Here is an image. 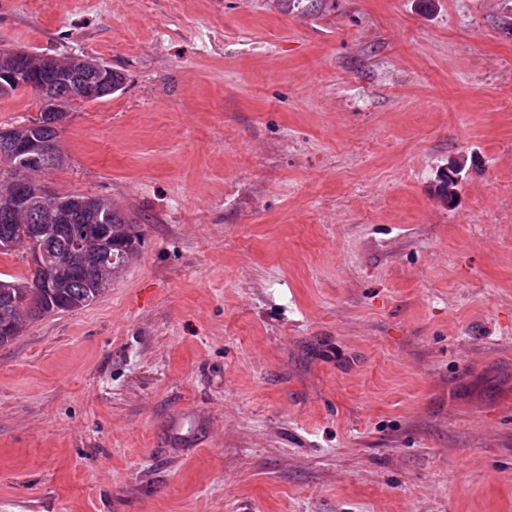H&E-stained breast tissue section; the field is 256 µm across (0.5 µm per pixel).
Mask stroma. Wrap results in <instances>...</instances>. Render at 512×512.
<instances>
[{
  "mask_svg": "<svg viewBox=\"0 0 512 512\" xmlns=\"http://www.w3.org/2000/svg\"><path fill=\"white\" fill-rule=\"evenodd\" d=\"M1 44L124 74L42 179L146 243L0 347V512H512V0H0Z\"/></svg>",
  "mask_w": 512,
  "mask_h": 512,
  "instance_id": "stroma-1",
  "label": "stroma"
}]
</instances>
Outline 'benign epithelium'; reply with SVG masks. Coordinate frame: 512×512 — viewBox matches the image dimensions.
<instances>
[{
	"mask_svg": "<svg viewBox=\"0 0 512 512\" xmlns=\"http://www.w3.org/2000/svg\"><path fill=\"white\" fill-rule=\"evenodd\" d=\"M89 76L80 88L76 99L88 103L112 81V67L99 60L73 56L71 66L58 68L55 78L64 85H71L75 72ZM44 111L49 118L48 126L59 129L69 117L66 109L58 106L56 99L45 100ZM0 148L10 153L18 163L44 169L49 163L63 160L64 154L57 143L35 129L16 131L0 130ZM0 221L6 224H52L53 231L62 232L67 224H98L94 232L71 235L74 259L92 260L112 252V209L104 208L103 202L93 199L64 200L58 193L41 183H13L10 196L0 204ZM27 256L33 268L44 270L50 264V256L44 243L37 241L27 248ZM48 286L46 279L30 284L33 288L25 296V309H40L41 289Z\"/></svg>",
	"mask_w": 512,
	"mask_h": 512,
	"instance_id": "benign-epithelium-1",
	"label": "benign epithelium"
}]
</instances>
